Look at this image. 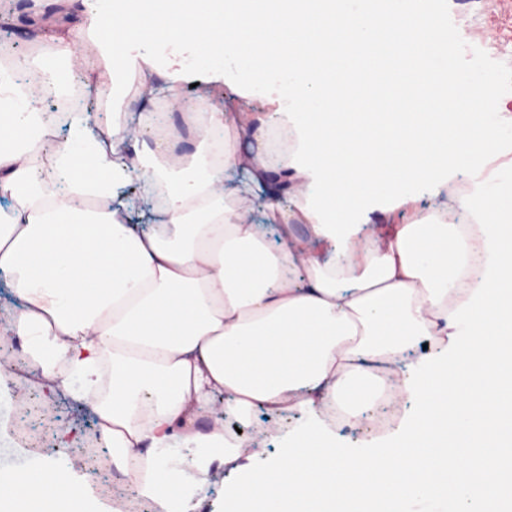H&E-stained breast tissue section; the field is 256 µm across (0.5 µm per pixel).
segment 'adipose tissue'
I'll list each match as a JSON object with an SVG mask.
<instances>
[{"label": "adipose tissue", "instance_id": "obj_1", "mask_svg": "<svg viewBox=\"0 0 512 512\" xmlns=\"http://www.w3.org/2000/svg\"><path fill=\"white\" fill-rule=\"evenodd\" d=\"M69 2L43 57L89 98L131 72L141 111L61 123L27 59L0 64V336L38 385L90 407L152 512H198L230 464L224 512H512V190L486 172L512 116L492 72L449 71L448 0ZM189 82L227 89L196 106L205 151L146 144ZM391 387L404 427L337 446L332 410L358 424ZM260 410L302 417L271 465L227 429ZM0 512H90L87 483L0 463Z\"/></svg>", "mask_w": 512, "mask_h": 512}]
</instances>
